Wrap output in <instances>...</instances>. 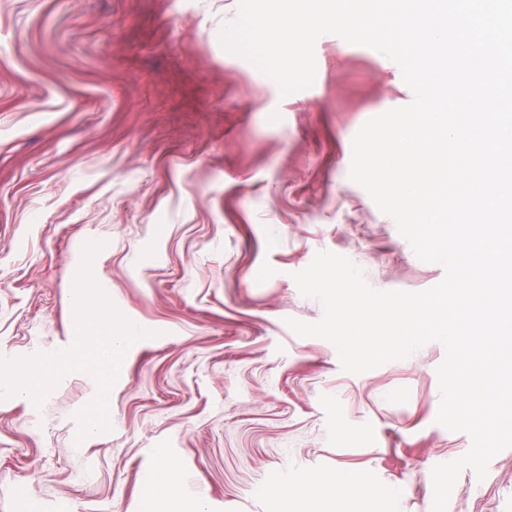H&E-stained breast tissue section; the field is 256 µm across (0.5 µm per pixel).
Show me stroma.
<instances>
[{"label":"stroma","mask_w":512,"mask_h":512,"mask_svg":"<svg viewBox=\"0 0 512 512\" xmlns=\"http://www.w3.org/2000/svg\"><path fill=\"white\" fill-rule=\"evenodd\" d=\"M237 13L0 0V512H143L160 463L156 512H281L336 471L370 478L336 512H431L433 467L471 446L436 422L440 342L351 374L287 325L323 315L293 279L320 251L377 290L445 275L349 178L361 126L413 99L399 66L326 34L284 96L223 48ZM87 278L136 333L105 392L77 334ZM447 512H512V448L463 469Z\"/></svg>","instance_id":"1"}]
</instances>
